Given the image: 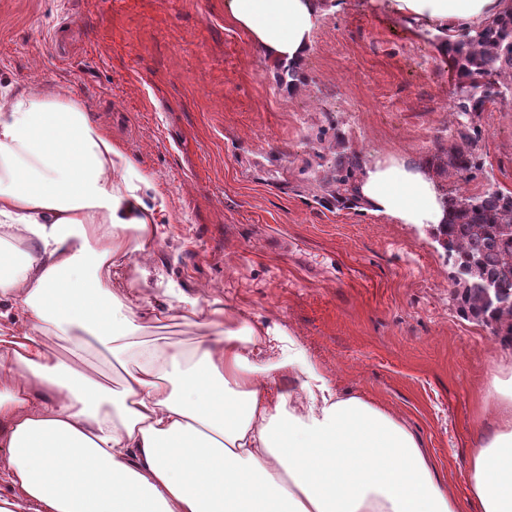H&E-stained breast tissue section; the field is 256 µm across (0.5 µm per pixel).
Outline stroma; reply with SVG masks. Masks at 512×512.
I'll return each instance as SVG.
<instances>
[{"instance_id":"35a3bbf8","label":"stroma","mask_w":512,"mask_h":512,"mask_svg":"<svg viewBox=\"0 0 512 512\" xmlns=\"http://www.w3.org/2000/svg\"><path fill=\"white\" fill-rule=\"evenodd\" d=\"M228 0H0V84L81 101L172 216L148 265L186 296L284 328L337 391L380 403L467 503L503 343L456 308L434 226L337 206L335 156L437 170L456 74L425 24L385 0H322L291 81L228 17ZM483 169L512 192V95L476 120Z\"/></svg>"}]
</instances>
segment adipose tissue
Segmentation results:
<instances>
[{
    "label": "adipose tissue",
    "mask_w": 512,
    "mask_h": 512,
    "mask_svg": "<svg viewBox=\"0 0 512 512\" xmlns=\"http://www.w3.org/2000/svg\"><path fill=\"white\" fill-rule=\"evenodd\" d=\"M500 0H389L426 23L440 52ZM266 54L299 66L318 0H229ZM367 211L399 224L447 220L437 184L395 159L359 182ZM165 196L60 91L0 88V512H462L422 441L379 404L339 394L280 327L172 294L147 307L143 258ZM135 262L128 288L113 270ZM200 321L194 348L143 338L146 323ZM74 358L64 362L55 343ZM105 348L118 384L89 357ZM293 373L285 387L277 379ZM491 431L467 457L476 512H512V372L495 369Z\"/></svg>",
    "instance_id": "ef3b65f1"
}]
</instances>
